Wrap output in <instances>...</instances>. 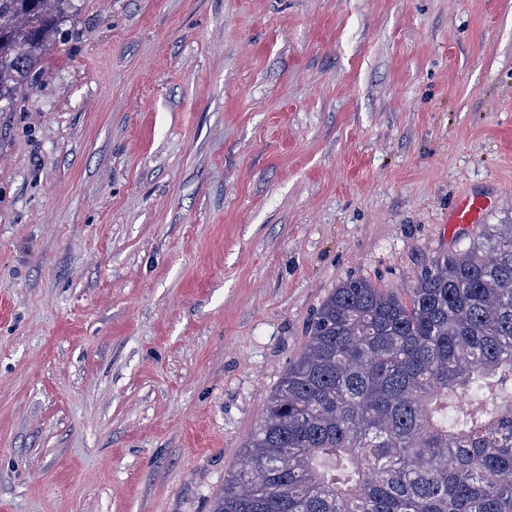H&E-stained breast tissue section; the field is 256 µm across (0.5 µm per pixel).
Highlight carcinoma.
I'll list each match as a JSON object with an SVG mask.
<instances>
[{
	"mask_svg": "<svg viewBox=\"0 0 512 512\" xmlns=\"http://www.w3.org/2000/svg\"><path fill=\"white\" fill-rule=\"evenodd\" d=\"M74 0H0V112ZM211 512H512V221L326 297Z\"/></svg>",
	"mask_w": 512,
	"mask_h": 512,
	"instance_id": "carcinoma-1",
	"label": "carcinoma"
}]
</instances>
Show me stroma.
<instances>
[{
	"label": "stroma",
	"instance_id": "stroma-1",
	"mask_svg": "<svg viewBox=\"0 0 512 512\" xmlns=\"http://www.w3.org/2000/svg\"><path fill=\"white\" fill-rule=\"evenodd\" d=\"M75 2L0 112V512H210L333 288L512 219V0ZM490 207V201L474 195H462L453 207L448 224H479L481 216Z\"/></svg>",
	"mask_w": 512,
	"mask_h": 512
}]
</instances>
